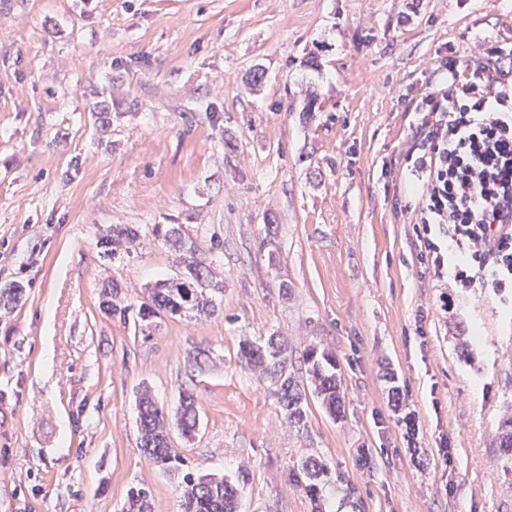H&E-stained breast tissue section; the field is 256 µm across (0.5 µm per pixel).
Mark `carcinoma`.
<instances>
[{"label": "carcinoma", "mask_w": 512, "mask_h": 512, "mask_svg": "<svg viewBox=\"0 0 512 512\" xmlns=\"http://www.w3.org/2000/svg\"><path fill=\"white\" fill-rule=\"evenodd\" d=\"M153 233L165 239L182 252L183 277L165 279L159 282L149 294L148 302L140 305L138 316L141 319L162 315H177L183 312H194L206 316L214 311V304L207 296V290H218V286L208 279L209 264L198 257L196 245L182 238L179 228H165L161 224L153 227ZM138 240L135 229L124 224L112 225V231L103 239L108 251L116 250V246L125 243L132 245ZM24 296V285L14 284L0 290V302L3 305L17 304ZM100 306L112 315L126 317L130 306L123 304L119 298V289L115 286L102 289ZM288 345L276 336H270L264 344H246L241 349L246 365L259 372L276 385L279 403L287 420L301 423L305 417L303 395L300 382L288 372L286 351ZM304 363L315 385V393L331 414H336L339 403V386L336 373L326 370L325 365L331 364L328 354L317 353L315 348L306 351ZM160 407L146 400L138 411L141 438L146 444L141 451L146 456L160 457L169 460L167 468L176 471L181 469L183 460L172 452L166 443L167 430ZM178 422L182 430L190 433L195 430L198 422V407L194 393L185 389L180 394ZM202 477H194L190 472L183 475V512H236L239 488L228 480L210 481V485H201ZM126 512H152L150 493L147 489L132 488L128 494Z\"/></svg>", "instance_id": "cac0c4a2"}]
</instances>
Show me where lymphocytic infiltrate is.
I'll use <instances>...</instances> for the list:
<instances>
[{"label":"lymphocytic infiltrate","mask_w":512,"mask_h":512,"mask_svg":"<svg viewBox=\"0 0 512 512\" xmlns=\"http://www.w3.org/2000/svg\"><path fill=\"white\" fill-rule=\"evenodd\" d=\"M413 130L403 187L423 263L449 287L512 300V71L444 62Z\"/></svg>","instance_id":"lymphocytic-infiltrate-1"}]
</instances>
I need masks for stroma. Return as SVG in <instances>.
<instances>
[{"mask_svg": "<svg viewBox=\"0 0 512 512\" xmlns=\"http://www.w3.org/2000/svg\"><path fill=\"white\" fill-rule=\"evenodd\" d=\"M512 68V0H0V512H183L139 447L137 396L237 512H512V316L425 269L396 198L442 61ZM137 228L103 256L112 225ZM179 226L221 285L211 316L141 320L181 271ZM116 283L126 317L102 311ZM333 355L337 414L287 420L242 341ZM206 363L196 367L197 355ZM328 470L310 482L303 464ZM198 415L197 400L193 392L183 390L180 394L178 422L184 432L190 433L195 430Z\"/></svg>", "mask_w": 512, "mask_h": 512, "instance_id": "stroma-1", "label": "stroma"}]
</instances>
